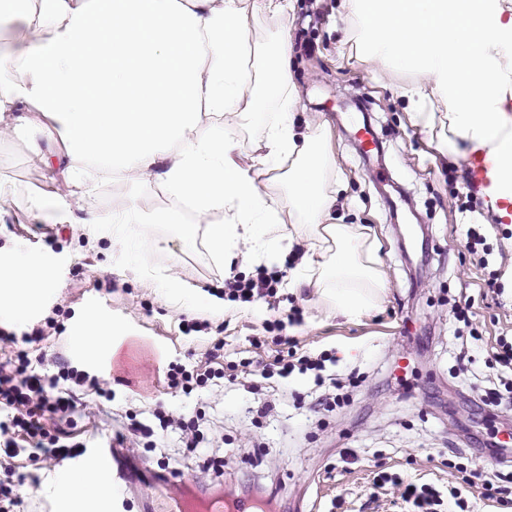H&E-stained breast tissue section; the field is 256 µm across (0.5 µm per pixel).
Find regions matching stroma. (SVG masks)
I'll return each mask as SVG.
<instances>
[{
    "label": "stroma",
    "mask_w": 512,
    "mask_h": 512,
    "mask_svg": "<svg viewBox=\"0 0 512 512\" xmlns=\"http://www.w3.org/2000/svg\"><path fill=\"white\" fill-rule=\"evenodd\" d=\"M252 65L265 74L282 33L303 32L312 54L293 51L292 77L298 87V127L325 123L343 188L336 201L341 224L372 229L386 273V294L359 319L339 315L312 289H279L271 301L226 302L224 281L256 278L260 270L291 276V256L259 267L241 260L213 258L204 241L184 245L180 224L165 223L179 211L158 184L100 178L85 207L101 213L138 210L159 217L149 252L113 248L110 225L61 224L57 215L74 208L52 169L30 159L25 130L0 138V254L40 257L56 290L31 312L24 326L0 314V328L31 331L53 321L57 332L32 345L31 356L47 354L42 369L53 372L51 357L115 381L114 401L100 404L82 396L77 404L78 439L89 448H108L125 410L163 404L174 416L203 412L215 427L205 433L212 458L224 460L222 492L271 501L273 512H411L392 485H375L378 474L429 484L440 492L461 483L456 464H479L486 476L501 473L493 446L512 443V403L478 408L475 400L494 371L483 341L462 343L453 334L451 307L461 294H473L476 269L460 226L463 216L445 174L449 165L467 170L469 156L440 154L426 129L414 121L402 93L412 76L389 73L361 62L353 49L351 23L341 0H300L295 17L271 19L249 14ZM371 124L385 156L366 161L357 149V131ZM485 235L492 268L512 266V223L486 212ZM173 274L194 289L193 300L165 295L164 276ZM300 322L288 323L291 312ZM476 323L485 338L512 335V284L499 302L475 301ZM103 319L120 327L123 340L89 361L71 342L76 330ZM209 320L201 332L183 333L184 322ZM294 337L299 349L334 352L337 374L359 370L362 382L350 400L333 412H315L310 376L273 378L252 393L247 375L186 395L167 388L164 370L176 362L205 366L216 341L243 357L270 360L276 347L272 322ZM468 348L467 372L455 370L454 357ZM275 409L262 418L253 411L264 401ZM162 450L130 449L133 461L169 462L171 484L162 497L177 505L183 489L208 495L207 476L198 460L184 454L178 433H168ZM21 502L16 512H55L41 492L56 464L20 455L12 461Z\"/></svg>",
    "instance_id": "35a3bbf8"
}]
</instances>
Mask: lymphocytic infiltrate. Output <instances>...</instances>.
<instances>
[{"mask_svg": "<svg viewBox=\"0 0 512 512\" xmlns=\"http://www.w3.org/2000/svg\"><path fill=\"white\" fill-rule=\"evenodd\" d=\"M477 208L476 200L471 198L463 204V211L470 214L464 231L470 251L477 255L482 270L477 282L479 293L495 298L502 292V273L490 268L482 249L485 237L475 215ZM44 334V329L40 327L19 337L7 331L0 333V343L15 349L13 358L0 363V406L10 414L9 422L0 423V457L12 459L26 452L34 459L43 457L60 461L76 455L80 445L74 442V433L69 425L79 393L89 392L108 401L115 396L114 391L106 387L98 376L69 366H59L57 372L52 374L33 370L27 347ZM274 342L278 351L272 361H229L202 372L183 364H171L167 367L166 384L169 389L188 395L214 380H236V371L241 366L250 371L249 388L253 391L259 390L261 381L275 376L285 379L295 373L313 374L315 383L323 384L326 365L333 362V355L297 351L295 342L289 337L278 336ZM487 353L488 364L499 371V384L487 389L480 401L483 405L494 406L501 401L503 393L512 394V339L496 337L490 342ZM126 417L128 424L125 430L115 437L118 447H127L133 438L138 437L144 447L153 449L164 432L176 428L183 435L186 451L199 455V419L177 418L159 406L147 410L145 418H138L131 411L127 412Z\"/></svg>", "mask_w": 512, "mask_h": 512, "instance_id": "f902f5d3", "label": "lymphocytic infiltrate"}]
</instances>
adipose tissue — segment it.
Here are the masks:
<instances>
[{"instance_id": "1", "label": "adipose tissue", "mask_w": 512, "mask_h": 512, "mask_svg": "<svg viewBox=\"0 0 512 512\" xmlns=\"http://www.w3.org/2000/svg\"><path fill=\"white\" fill-rule=\"evenodd\" d=\"M362 61L417 72L403 90L441 153L488 155L479 188L491 208L512 203V0H343ZM284 19L297 0H40L25 45L0 54V135L25 129L30 157L54 168L70 193L86 165L161 183L191 203L181 237L205 235L216 257H277L284 243L310 248L289 290L315 289L338 315L356 319L386 290L367 227L337 223L338 174L331 133L297 129L299 95L287 42L272 69L251 74L245 19ZM277 113L242 157L229 134L204 117L243 125L260 101ZM112 227V246L145 244L150 216L84 213ZM53 282L35 257L0 264V312L23 322ZM60 512H108L114 489L106 462L61 469L43 484Z\"/></svg>"}]
</instances>
